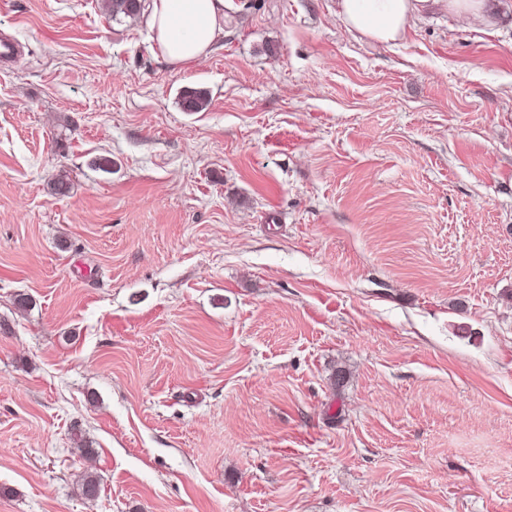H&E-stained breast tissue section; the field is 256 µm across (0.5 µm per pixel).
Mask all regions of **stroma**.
Masks as SVG:
<instances>
[{
  "instance_id": "1",
  "label": "stroma",
  "mask_w": 512,
  "mask_h": 512,
  "mask_svg": "<svg viewBox=\"0 0 512 512\" xmlns=\"http://www.w3.org/2000/svg\"><path fill=\"white\" fill-rule=\"evenodd\" d=\"M498 11L379 44L225 0L173 66L99 0H0V512H512Z\"/></svg>"
}]
</instances>
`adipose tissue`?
Listing matches in <instances>:
<instances>
[{
    "instance_id": "ef3b65f1",
    "label": "adipose tissue",
    "mask_w": 512,
    "mask_h": 512,
    "mask_svg": "<svg viewBox=\"0 0 512 512\" xmlns=\"http://www.w3.org/2000/svg\"><path fill=\"white\" fill-rule=\"evenodd\" d=\"M436 5L468 23L496 21L494 0H337L336 15L348 31L387 44ZM148 25L167 62H194L208 54L224 29V0H150Z\"/></svg>"
}]
</instances>
